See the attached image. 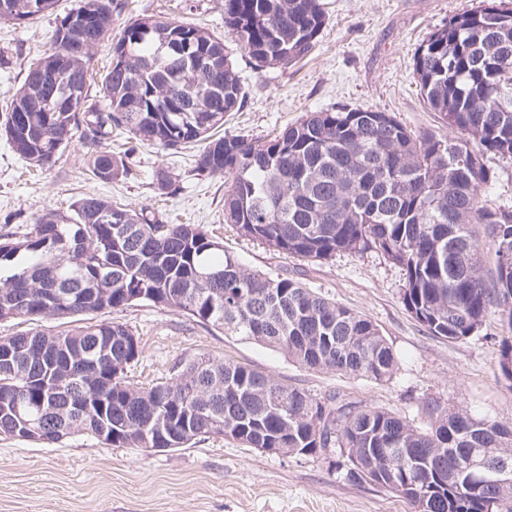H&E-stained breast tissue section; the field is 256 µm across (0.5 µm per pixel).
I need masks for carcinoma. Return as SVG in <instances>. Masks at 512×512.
Returning <instances> with one entry per match:
<instances>
[{
	"mask_svg": "<svg viewBox=\"0 0 512 512\" xmlns=\"http://www.w3.org/2000/svg\"><path fill=\"white\" fill-rule=\"evenodd\" d=\"M57 0H0V21L53 12ZM123 0H79L60 18L26 75L0 134L31 167L86 149L94 180L127 178L136 145L204 143L201 175L222 173L224 223L274 251L311 262L375 251L404 271L402 302L429 334L450 342L498 319L499 368L512 381V206L492 207L485 155L512 160V9L456 14L418 48L413 73L455 135L416 133L390 112L345 106L307 113L271 139L213 132L247 91L224 39L142 15L112 40V65L90 94L89 63ZM322 0H224V27L257 68H288L315 47ZM64 72L50 81L43 72ZM127 136L121 153L101 150ZM176 178L156 174L168 195ZM488 246L483 252L482 245ZM0 321L120 312L140 302L185 313L229 336L272 347L309 370L389 379L398 358L366 315L281 274L252 270L202 224H170L106 195L39 214L31 231L0 234ZM0 435L53 445L74 434L113 448L189 447L203 437L247 448L315 454L336 447L345 479L390 491L414 512H512V484L484 481L473 463L512 459V425L430 402L419 427L335 394L314 397L246 364L210 355L180 363L149 389L126 381L143 349L114 318L66 333L34 328L0 337ZM385 452L364 458L366 449ZM359 457L354 465L353 456ZM433 487L420 498L411 486Z\"/></svg>",
	"mask_w": 512,
	"mask_h": 512,
	"instance_id": "1",
	"label": "carcinoma"
}]
</instances>
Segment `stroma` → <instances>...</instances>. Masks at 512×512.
Instances as JSON below:
<instances>
[{"label":"stroma","mask_w":512,"mask_h":512,"mask_svg":"<svg viewBox=\"0 0 512 512\" xmlns=\"http://www.w3.org/2000/svg\"><path fill=\"white\" fill-rule=\"evenodd\" d=\"M328 24L311 53L295 66L254 69L224 26V0H125L122 19L155 15L204 26L232 50L248 89L244 107L229 113L226 131L251 138L306 113L347 105L394 113L408 128L448 134L413 76L419 45L448 17L484 0H323ZM78 0H58L55 15L14 24L0 22V123L22 85L25 66L47 48L56 14ZM201 144L177 151L140 146L131 174L109 185L90 179L82 148H69L42 174L0 136V234L30 231L48 209L69 210L89 193L131 208L155 206L179 224H202L224 249L251 269L285 273L378 327L398 357L389 380L379 382L313 371L270 347L214 332L183 313L144 302L120 312L143 347L126 374L148 388L174 367L207 353L247 363L316 397L338 393L391 410L421 426L423 406L443 407L512 424V382L499 369L502 328L491 322L457 342L430 336L402 303L403 271L376 252L337 254L313 263L240 236L224 222V175H197ZM175 179L174 195L158 200L156 170ZM335 454L282 455L209 438L188 448L148 451L109 448L79 434L57 445L0 436V512H412L409 504L370 483L345 480Z\"/></svg>","instance_id":"obj_1"}]
</instances>
